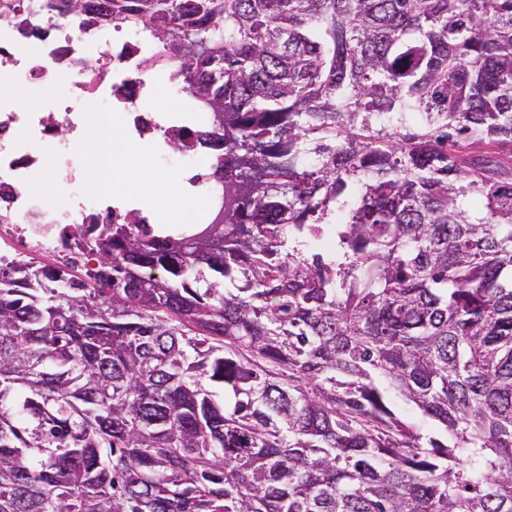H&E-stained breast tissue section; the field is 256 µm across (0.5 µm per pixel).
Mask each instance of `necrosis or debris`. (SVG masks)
<instances>
[{
	"instance_id": "obj_1",
	"label": "necrosis or debris",
	"mask_w": 512,
	"mask_h": 512,
	"mask_svg": "<svg viewBox=\"0 0 512 512\" xmlns=\"http://www.w3.org/2000/svg\"><path fill=\"white\" fill-rule=\"evenodd\" d=\"M28 16L34 32L25 40L12 41L0 30V72L16 90L0 96V268H20L39 255L70 271L92 247L89 225L134 223L135 211L121 210L113 196L84 183L81 140L101 133L103 111L124 114L131 137L160 164L191 170L171 190L174 200L190 198L198 212L213 211L224 184L200 173L205 158L194 137L210 115L192 100L154 107L160 87L145 61L156 44L137 34L65 27L34 9ZM89 53L97 70L85 66ZM60 126L70 137H57ZM43 172L60 188L51 207L27 191L31 178Z\"/></svg>"
}]
</instances>
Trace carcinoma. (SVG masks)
Returning <instances> with one entry per match:
<instances>
[{
    "mask_svg": "<svg viewBox=\"0 0 512 512\" xmlns=\"http://www.w3.org/2000/svg\"><path fill=\"white\" fill-rule=\"evenodd\" d=\"M45 8L223 114L224 222L0 271V512H512V0Z\"/></svg>",
    "mask_w": 512,
    "mask_h": 512,
    "instance_id": "cac0c4a2",
    "label": "carcinoma"
}]
</instances>
